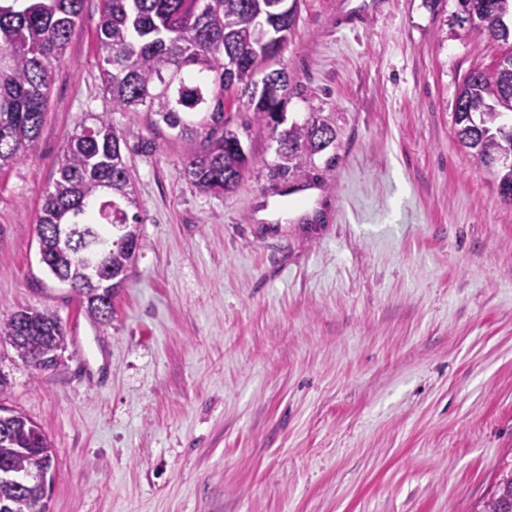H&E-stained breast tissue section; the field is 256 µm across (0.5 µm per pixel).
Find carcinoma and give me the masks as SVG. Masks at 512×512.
Wrapping results in <instances>:
<instances>
[{
  "label": "carcinoma",
  "mask_w": 512,
  "mask_h": 512,
  "mask_svg": "<svg viewBox=\"0 0 512 512\" xmlns=\"http://www.w3.org/2000/svg\"><path fill=\"white\" fill-rule=\"evenodd\" d=\"M85 0H0V171L22 162L37 142L54 66L82 17ZM97 41L103 82L112 111L144 112L181 137L200 140L183 160L190 185L224 194L238 184L247 155L238 135L225 128L224 93L240 89L261 124L280 122L283 97L256 79L260 67L282 56L296 9L279 0H101ZM464 22L488 32L512 59V0H458ZM512 65L474 70L455 99V134L489 168L500 193L512 200ZM336 130L312 120L280 134L274 170L304 176L303 158L333 145ZM123 136L106 115L84 126L66 144L52 187L43 195L36 234L41 262L57 279L87 276L96 288L81 293L87 312L106 326L112 298L136 259L137 225L126 206L136 204ZM17 355L39 368L57 363L66 332L51 313L19 310L0 323ZM52 443L20 413L0 407V505L8 512L48 506L45 485L32 474L52 468ZM479 512H512V467Z\"/></svg>",
  "instance_id": "1"
}]
</instances>
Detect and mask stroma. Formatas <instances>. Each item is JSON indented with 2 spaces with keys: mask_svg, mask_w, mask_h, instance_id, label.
Instances as JSON below:
<instances>
[{
  "mask_svg": "<svg viewBox=\"0 0 512 512\" xmlns=\"http://www.w3.org/2000/svg\"><path fill=\"white\" fill-rule=\"evenodd\" d=\"M458 14L297 0L284 122L336 140L288 193L278 131L228 94L250 162L215 196L184 175L198 140L113 111L85 0L38 142L0 172V321L49 312L68 336L49 370L0 337V406L53 444L51 512H477L512 462V201L454 133L464 77L500 54ZM104 113L139 229L106 327L36 235L67 138Z\"/></svg>",
  "mask_w": 512,
  "mask_h": 512,
  "instance_id": "obj_1",
  "label": "stroma"
}]
</instances>
